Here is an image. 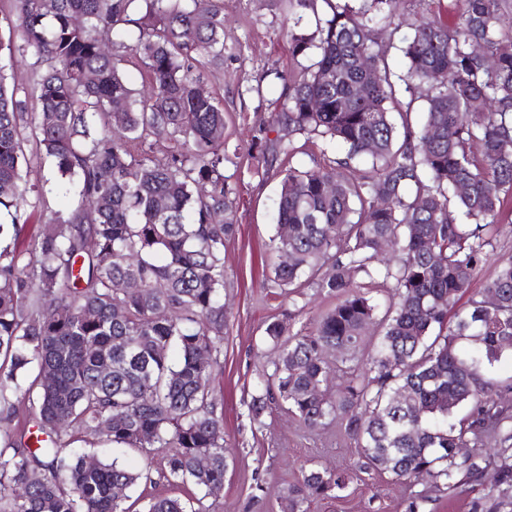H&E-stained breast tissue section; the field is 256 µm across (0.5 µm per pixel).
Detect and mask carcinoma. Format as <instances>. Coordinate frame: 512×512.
Wrapping results in <instances>:
<instances>
[{
	"label": "carcinoma",
	"mask_w": 512,
	"mask_h": 512,
	"mask_svg": "<svg viewBox=\"0 0 512 512\" xmlns=\"http://www.w3.org/2000/svg\"><path fill=\"white\" fill-rule=\"evenodd\" d=\"M13 2L20 33L7 49L33 56L38 78L18 84L0 64L10 217L0 222V512H130L129 491L148 475L99 456L102 446L146 452L147 467L201 490L197 512H208L203 499L220 495L228 467L211 381L237 192L224 176V108L200 92L197 56L224 59L221 11L214 0ZM314 2L288 0L292 51L313 48L317 61L283 77L286 107L266 130L290 139L267 138L260 154L291 161L296 134L345 147L343 160L288 167L269 243L272 287L296 297L313 287L336 303L287 338L283 322L268 324L279 353L250 409L274 402L309 428L339 418L364 467L450 487L495 463L455 452L493 430L500 482L512 485V414L484 376L512 350V256L484 295L455 308L487 261L494 219L512 208V0H459L452 29L423 20L405 39L403 76L374 48L368 9L323 0L332 15L317 35L297 32ZM116 45L145 70L148 97L124 77ZM402 83L427 87L418 129ZM161 132L170 146L158 159L150 138ZM33 167L73 202L21 242L47 209L42 191L22 186ZM360 273L370 282H355ZM333 371L349 379L337 397L323 388ZM17 394L34 424L14 421ZM461 405L469 413L456 421ZM347 480L311 468L283 512H307ZM146 512L186 510L155 496Z\"/></svg>",
	"instance_id": "cac0c4a2"
}]
</instances>
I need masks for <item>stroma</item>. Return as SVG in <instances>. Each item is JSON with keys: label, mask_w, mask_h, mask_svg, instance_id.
I'll return each instance as SVG.
<instances>
[{"label": "stroma", "mask_w": 512, "mask_h": 512, "mask_svg": "<svg viewBox=\"0 0 512 512\" xmlns=\"http://www.w3.org/2000/svg\"><path fill=\"white\" fill-rule=\"evenodd\" d=\"M224 12V64L204 65L203 87L226 115L225 149L231 158L224 173L240 197L235 240L224 247L223 368L213 386L224 413V448L229 463L221 497L210 512H281V498L297 481L301 468L329 467L347 472L350 479L337 495L313 499L309 512H512V486L497 485L495 471L480 480L457 484L403 483L387 473L361 466L360 450L344 433L340 421L315 430L276 405L253 415L250 405L264 391L262 381L273 371L277 349L265 339L273 320L284 321L290 331L311 326L329 309L332 298L313 294L299 309L288 294L272 287L266 245L276 228V199L284 176L280 164L265 174H252L247 151L260 135L270 112L280 107L282 74L309 65L296 56L282 31L288 25L287 0H217ZM394 20L400 30L389 36L384 25L371 32L373 41L388 44L387 59L398 73L406 69L401 51L421 16L454 24L458 0H395ZM149 471V470H148ZM179 498L195 506L199 490L191 483L167 480L149 471L130 493L133 512H144L149 497Z\"/></svg>", "instance_id": "obj_1"}]
</instances>
